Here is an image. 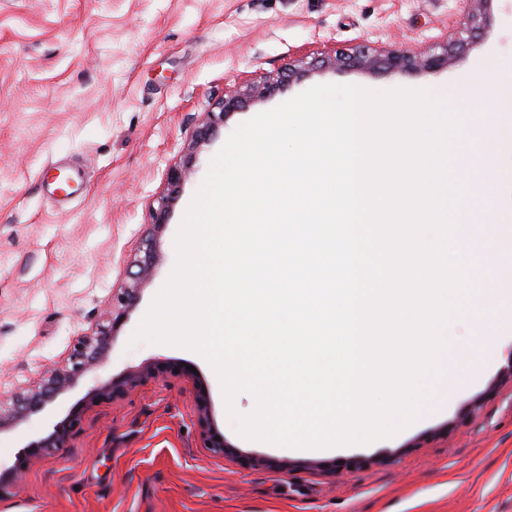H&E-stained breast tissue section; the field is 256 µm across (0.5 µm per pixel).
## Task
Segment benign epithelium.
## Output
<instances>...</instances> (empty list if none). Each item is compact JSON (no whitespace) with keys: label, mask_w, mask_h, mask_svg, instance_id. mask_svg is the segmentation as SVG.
<instances>
[{"label":"benign epithelium","mask_w":512,"mask_h":512,"mask_svg":"<svg viewBox=\"0 0 512 512\" xmlns=\"http://www.w3.org/2000/svg\"><path fill=\"white\" fill-rule=\"evenodd\" d=\"M469 4L468 19L458 27L451 40H443L423 54H413L400 48L378 50L368 44H360L346 53L339 49L332 55L314 57L302 62L301 69L290 68L277 74H266L251 78L241 83L236 90L225 95L216 104V109L209 112L207 119L195 131L199 140L213 136L224 116L244 108L248 102L265 98L275 92L280 85L291 80L300 71H311L325 67L345 68L354 65L368 70L389 72H427L446 68L476 40L488 35L491 29L492 4L494 0H465ZM189 167L173 165L166 172L168 194L160 197L154 214V227L159 229L167 224L168 203L170 195L179 192L186 178ZM156 239L147 237L142 240L139 254L130 264L128 284L112 299V311L106 316V322L97 328L95 334L84 336L74 345L70 355V366L52 373L38 386L25 393L14 396L5 412L0 411V431L16 425L33 413L43 410L59 396L75 387L80 379L94 370L108 355L114 340L115 321L121 319L140 301L141 286L153 271V257ZM179 369L182 375H190L188 366L170 358H158L127 371L118 379L94 384L85 394L81 405L71 407L65 420L55 424L53 431L46 437L31 443L15 461L0 460V492L4 490V478L19 474L37 459L55 454L65 447L72 427L80 421L83 410L105 398L118 399L150 379H157L174 373ZM197 420L200 433L207 448L216 454L224 455L229 445L224 441V434L214 427L212 422L211 401L209 393L201 390L196 398Z\"/></svg>","instance_id":"obj_1"}]
</instances>
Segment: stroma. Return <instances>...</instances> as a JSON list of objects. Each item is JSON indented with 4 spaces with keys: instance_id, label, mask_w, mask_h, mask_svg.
Here are the masks:
<instances>
[{
    "instance_id": "obj_1",
    "label": "stroma",
    "mask_w": 512,
    "mask_h": 512,
    "mask_svg": "<svg viewBox=\"0 0 512 512\" xmlns=\"http://www.w3.org/2000/svg\"><path fill=\"white\" fill-rule=\"evenodd\" d=\"M464 20L461 0H0V400L65 368L76 339L111 310L142 238H158L153 275L107 359L0 432V458L51 433L94 381L158 357L196 369L86 408L65 448L6 484L0 512H512L511 336L465 387L434 381L417 423L329 454L248 444L200 355L129 343L174 267L175 235L211 159L239 124L319 84L448 96L474 64L512 57V0H496L491 35L448 68L313 71L196 141L197 118L237 75L361 43L425 51ZM54 164L80 167L86 185L62 205L41 183ZM173 164L189 165V175L157 230ZM201 389L227 455L202 441ZM355 458L370 464L353 468Z\"/></svg>"
}]
</instances>
